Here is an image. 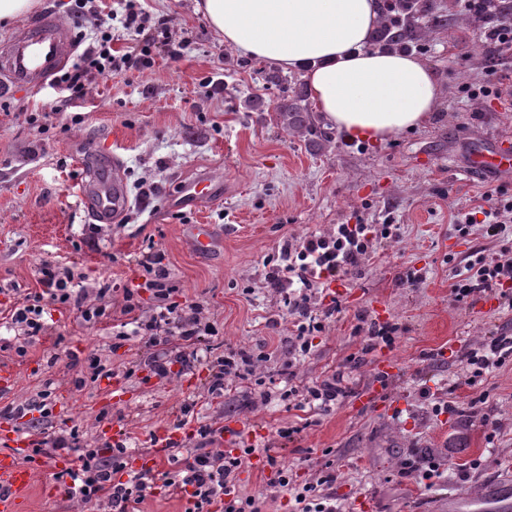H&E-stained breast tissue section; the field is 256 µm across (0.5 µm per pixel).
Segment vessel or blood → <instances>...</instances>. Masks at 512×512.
<instances>
[{
    "label": "vessel or blood",
    "mask_w": 512,
    "mask_h": 512,
    "mask_svg": "<svg viewBox=\"0 0 512 512\" xmlns=\"http://www.w3.org/2000/svg\"><path fill=\"white\" fill-rule=\"evenodd\" d=\"M72 44L70 27L51 17L18 29L0 43V87L40 88L67 63ZM467 169L476 174L512 175V148L498 145L475 151L468 159ZM220 190V184L206 175L180 187L183 200L197 206L214 200ZM79 198L94 221L109 224L122 216L129 198L117 159L104 162L90 180L81 183ZM29 451L28 442L19 438L13 448L0 454V512H20L19 494L32 481V469L23 463Z\"/></svg>",
    "instance_id": "1"
}]
</instances>
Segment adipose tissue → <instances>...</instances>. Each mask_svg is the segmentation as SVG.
Returning <instances> with one entry per match:
<instances>
[{
	"label": "adipose tissue",
	"instance_id": "1",
	"mask_svg": "<svg viewBox=\"0 0 512 512\" xmlns=\"http://www.w3.org/2000/svg\"><path fill=\"white\" fill-rule=\"evenodd\" d=\"M196 10L242 55L301 73L317 112L347 140L387 141L437 107L428 66L370 49L379 0H197Z\"/></svg>",
	"mask_w": 512,
	"mask_h": 512
}]
</instances>
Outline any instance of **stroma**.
Wrapping results in <instances>:
<instances>
[{
	"instance_id": "stroma-1",
	"label": "stroma",
	"mask_w": 512,
	"mask_h": 512,
	"mask_svg": "<svg viewBox=\"0 0 512 512\" xmlns=\"http://www.w3.org/2000/svg\"><path fill=\"white\" fill-rule=\"evenodd\" d=\"M443 27L422 25L408 45L431 67L440 100L428 122L391 140L345 141L323 120L316 133L286 126L279 112L281 87L261 78L264 62L240 56L195 11V0H145L165 32L150 45L152 64L104 78L89 75L83 95L50 127L27 123L29 112L55 99L50 87L0 95V453L9 451L26 421L8 407L46 404L32 418L59 432H76L81 445L96 448L123 428L139 447L130 463L155 462L158 472L174 465L159 447H144L149 434H174L195 446L177 418L192 406L200 424L264 437L285 457L298 484L331 476L325 490L341 512H512V364L468 385L464 355L484 339L512 335V310L483 301L451 300V276L473 249L494 252L498 243L479 234L460 236L452 210L475 206L490 188L512 196V177L468 174L474 151L512 140V101L486 94L497 76L512 77V61L498 62L487 32L462 0H431ZM53 16L73 26L77 37L93 35L70 0H39L18 22L0 25V41L18 26ZM181 43L171 58L168 42ZM497 75H490V66ZM116 156L130 208L112 224L93 222L78 190L87 179L86 157ZM208 174L224 185L221 199L202 208L179 205L180 183ZM390 225L376 255L351 278L333 282L320 300L338 299L342 312L312 336L306 355L277 354L263 362L264 377L294 371V384L348 374L350 393L333 409L315 415L279 398L262 401L243 387L206 402L213 362L233 349L255 345L278 317L277 335H288L281 295L268 288L263 262L284 239L327 233L339 224ZM194 224L214 227L216 242L193 249ZM165 254L177 286L173 302L200 301L216 333L190 347L191 367L165 379L143 367L151 350L140 337L117 341L111 326L87 323L77 312L53 307L45 336L24 344L7 317L29 294L41 291L40 268L51 260L74 274L79 288L105 276L117 288H139L142 315L154 307L142 289L137 261L148 244ZM423 274L420 284L407 271ZM400 323L395 344L367 351L360 317ZM394 358L396 372L381 376L379 356ZM112 369V380L92 381V359ZM136 363L127 374L128 363ZM125 389L113 398L112 382ZM454 402L450 413L433 404ZM499 422L489 435L484 419ZM295 428L293 440L279 430ZM458 446L447 458V475L427 489L413 467L424 449ZM476 468H469V461ZM54 460L30 458L32 485L23 493L24 512H82L77 501L51 491Z\"/></svg>"
}]
</instances>
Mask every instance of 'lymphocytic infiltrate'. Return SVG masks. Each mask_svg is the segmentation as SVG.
Returning <instances> with one entry per match:
<instances>
[{
	"label": "lymphocytic infiltrate",
	"mask_w": 512,
	"mask_h": 512,
	"mask_svg": "<svg viewBox=\"0 0 512 512\" xmlns=\"http://www.w3.org/2000/svg\"><path fill=\"white\" fill-rule=\"evenodd\" d=\"M125 30L143 39L125 53L112 52L111 30L101 31L79 56L71 71L56 76L52 84L60 92L77 97L82 89L81 80L88 73L112 76L126 69L150 66L147 45L155 39V26L140 0H125L122 21ZM487 204L483 213L476 211L454 214L453 222L459 234H469L471 227H478L481 235L499 242L496 252L474 250L455 268L451 285L453 302L467 303L478 297L492 295L502 304L512 307V198H503L496 190L484 193ZM372 227L368 224H340L327 234L309 233L298 239L284 241L276 257L265 260V279L269 287L284 292L288 314L295 329L291 335L280 337L281 351L293 354L310 350L311 333L321 330L325 320L341 310L339 300L327 306L316 301L318 290L332 282L352 276L360 270L374 252ZM140 265L145 285L154 297V312L149 317L139 313L140 300L137 289L127 288L116 292L109 279L97 278L92 291L74 288L70 273L60 267L45 263L41 269L43 290L17 305L10 316L12 324L21 327L27 338H34L44 331L45 315L53 304H61L80 312L88 321L108 317L114 295H121L123 312L128 316L134 335L140 336L154 352L150 358L153 375L168 377L173 363H186L185 348L195 345L201 337L213 331L210 322L202 316L201 304L193 299L184 304L171 302L173 285L165 256L159 250L145 252ZM181 341L184 350H172L174 341ZM267 342L226 353L218 360L208 392L223 396L228 377L244 378L256 373L268 358ZM512 358V336H495L467 353L472 378H480L492 367L504 366ZM349 383L343 371L335 370L304 385L299 408L328 412L340 397L347 394ZM198 445L184 447L176 440H167L164 449L178 468L172 473H154L153 469H132L127 465L132 450L125 441L106 444L102 448L80 445L77 434L42 432L34 442L35 453H66L70 465L60 473L63 496L86 505L105 503L112 512H136L156 483H163L168 492L180 495L186 501L185 512H209L213 503L224 506V512H263L264 500L242 492L239 473L246 458L254 451H261L271 470L270 484L280 493L288 495L293 503L292 512H336V500L314 483L295 484L287 468L272 452L269 443L261 447L247 446L242 453L212 451L216 431L205 425L197 427Z\"/></svg>",
	"instance_id": "obj_1"
}]
</instances>
